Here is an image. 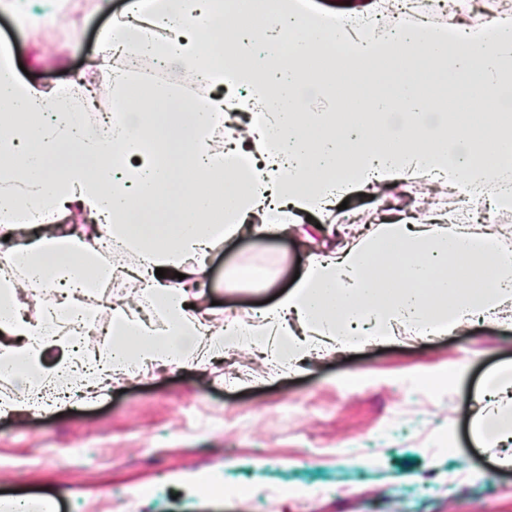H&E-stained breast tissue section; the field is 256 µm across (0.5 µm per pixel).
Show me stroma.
Instances as JSON below:
<instances>
[{"instance_id": "1", "label": "stroma", "mask_w": 512, "mask_h": 512, "mask_svg": "<svg viewBox=\"0 0 512 512\" xmlns=\"http://www.w3.org/2000/svg\"><path fill=\"white\" fill-rule=\"evenodd\" d=\"M134 0H14L0 10V46L28 81L51 90L93 72L100 34ZM68 9L66 23L54 16ZM407 215L433 207L460 216L456 194L417 179L387 197ZM306 252L292 234L233 238L209 258V287L227 315L289 288ZM255 265L267 288H229L225 272ZM512 360V327L472 324L455 336L335 354L309 372L269 376L238 357L223 383L193 370L121 381L103 401L33 417H0V498L28 494L86 512L94 497L130 496L137 512H512V469L475 445L474 395L496 364ZM462 364L437 388L425 373ZM207 482L211 495H201ZM252 494L236 497L235 487Z\"/></svg>"}]
</instances>
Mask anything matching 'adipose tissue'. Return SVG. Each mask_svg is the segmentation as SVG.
Instances as JSON below:
<instances>
[{"label":"adipose tissue","instance_id":"ef3b65f1","mask_svg":"<svg viewBox=\"0 0 512 512\" xmlns=\"http://www.w3.org/2000/svg\"><path fill=\"white\" fill-rule=\"evenodd\" d=\"M329 38L341 49L333 59ZM102 42L189 72L201 94L152 87L103 136L72 121L64 91L27 85L0 60V232L32 237L0 252V376L18 386L1 415L27 416L26 397L56 378L69 400H104L117 376L205 372L228 354L305 373L404 330L427 339L512 321L502 228L469 231L442 216L336 222L343 199L417 177L512 210L500 166L512 158V14L457 24L450 37L397 10L370 36L304 0H148ZM434 67L480 100L479 120L428 93ZM389 73L391 89L369 92ZM231 124L235 136L217 142ZM64 212L93 219L101 240L138 259L128 279L139 311L113 305L95 340L86 332L113 269L82 226L55 225ZM309 218L330 240L294 285L251 321L212 319L211 252L233 237L301 233ZM16 267L25 287L8 275ZM476 403L478 445L511 442L512 361L491 370Z\"/></svg>","mask_w":512,"mask_h":512}]
</instances>
